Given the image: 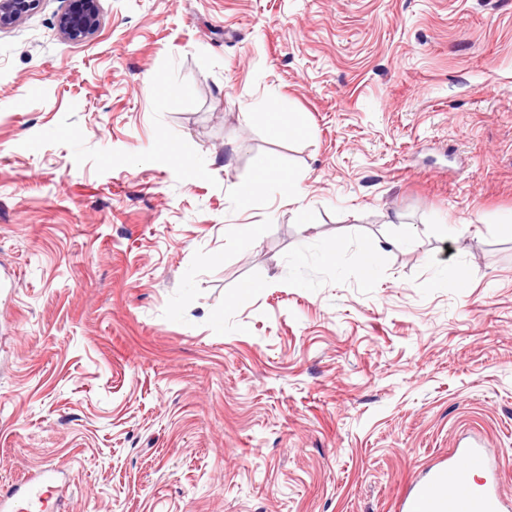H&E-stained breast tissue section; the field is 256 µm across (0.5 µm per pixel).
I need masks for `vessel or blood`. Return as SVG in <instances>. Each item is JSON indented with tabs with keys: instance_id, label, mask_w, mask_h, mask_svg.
Instances as JSON below:
<instances>
[{
	"instance_id": "b4317fda",
	"label": "vessel or blood",
	"mask_w": 512,
	"mask_h": 512,
	"mask_svg": "<svg viewBox=\"0 0 512 512\" xmlns=\"http://www.w3.org/2000/svg\"><path fill=\"white\" fill-rule=\"evenodd\" d=\"M490 462L483 449L456 448L447 464L436 468L419 484L406 505V512H505L507 505L490 485L486 473ZM59 489L58 472L46 467L11 495L9 512H45L49 499Z\"/></svg>"
}]
</instances>
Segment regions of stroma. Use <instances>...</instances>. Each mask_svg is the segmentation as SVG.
Wrapping results in <instances>:
<instances>
[{"instance_id":"obj_1","label":"stroma","mask_w":512,"mask_h":512,"mask_svg":"<svg viewBox=\"0 0 512 512\" xmlns=\"http://www.w3.org/2000/svg\"><path fill=\"white\" fill-rule=\"evenodd\" d=\"M98 5L0 30V482L402 512L474 443L512 499V0ZM70 6L58 17L60 33L71 41H84L100 27L98 0H69Z\"/></svg>"}]
</instances>
